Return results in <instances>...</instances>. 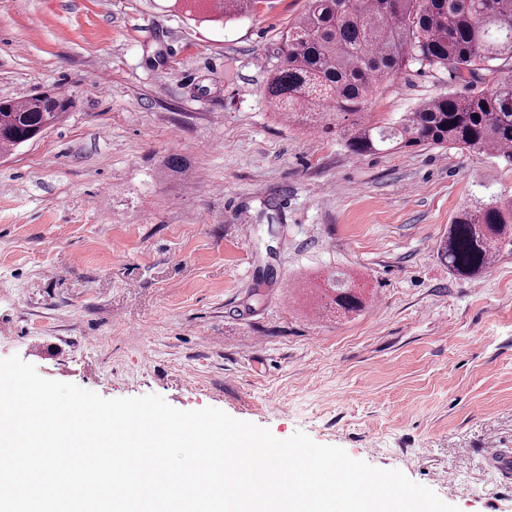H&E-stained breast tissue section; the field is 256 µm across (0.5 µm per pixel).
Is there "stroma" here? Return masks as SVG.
<instances>
[{
	"instance_id": "obj_1",
	"label": "stroma",
	"mask_w": 512,
	"mask_h": 512,
	"mask_svg": "<svg viewBox=\"0 0 512 512\" xmlns=\"http://www.w3.org/2000/svg\"><path fill=\"white\" fill-rule=\"evenodd\" d=\"M305 8L256 0L222 25L170 0H0V98L72 100L0 155V359L301 431L460 512H512L486 462L512 450V253L469 280L435 251L462 204L512 196V166L358 156L279 121L267 69ZM461 89L412 63L369 109ZM336 271L367 295L347 318L324 308Z\"/></svg>"
}]
</instances>
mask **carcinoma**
Listing matches in <instances>:
<instances>
[{
	"label": "carcinoma",
	"mask_w": 512,
	"mask_h": 512,
	"mask_svg": "<svg viewBox=\"0 0 512 512\" xmlns=\"http://www.w3.org/2000/svg\"><path fill=\"white\" fill-rule=\"evenodd\" d=\"M253 0H175L211 21L235 20ZM411 62L445 70L464 94L428 99L386 119L368 111L386 79ZM266 96L290 125L334 130L355 155L420 146L491 153L512 165V0H307L283 35ZM72 101L46 92L0 100V154L62 120ZM512 252V197L462 206L437 253L464 278L484 274ZM329 308L348 317L364 308L353 277H328Z\"/></svg>",
	"instance_id": "carcinoma-1"
}]
</instances>
